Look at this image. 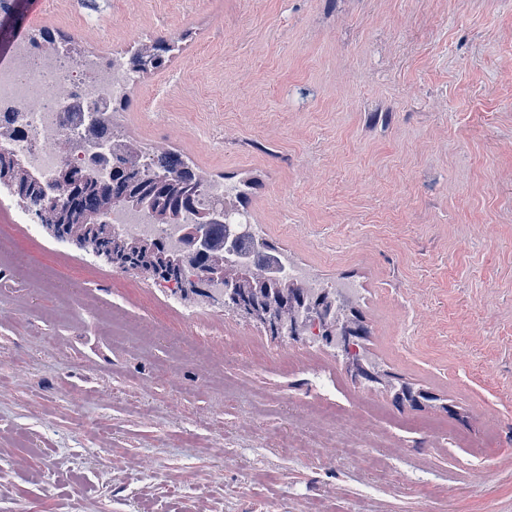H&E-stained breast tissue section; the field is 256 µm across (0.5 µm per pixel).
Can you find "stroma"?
Returning <instances> with one entry per match:
<instances>
[{
  "label": "stroma",
  "mask_w": 512,
  "mask_h": 512,
  "mask_svg": "<svg viewBox=\"0 0 512 512\" xmlns=\"http://www.w3.org/2000/svg\"><path fill=\"white\" fill-rule=\"evenodd\" d=\"M19 23L83 52L180 39L115 134L261 172L260 238L357 282L372 358L458 412L377 390L370 440L306 426L364 391L332 350L169 307L14 201L0 512H512V0H0V52Z\"/></svg>",
  "instance_id": "obj_1"
}]
</instances>
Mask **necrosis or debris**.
I'll return each instance as SVG.
<instances>
[{
	"label": "necrosis or debris",
	"instance_id": "necrosis-or-debris-1",
	"mask_svg": "<svg viewBox=\"0 0 512 512\" xmlns=\"http://www.w3.org/2000/svg\"><path fill=\"white\" fill-rule=\"evenodd\" d=\"M137 78L128 56L122 53H92L74 61L14 38L10 60L0 65V118L15 121L25 135L9 141V149L33 174L51 176L66 159L62 150L65 136L86 140L96 118L94 105L105 101L121 109ZM73 102L84 107L81 121L72 122L67 117V108ZM107 220L117 231L160 237L173 248L180 245L176 227L153 223L142 210L122 206L112 209ZM287 269L291 279L312 292L332 289L340 303L352 304L359 298L352 282H328L312 267L293 259Z\"/></svg>",
	"mask_w": 512,
	"mask_h": 512
}]
</instances>
